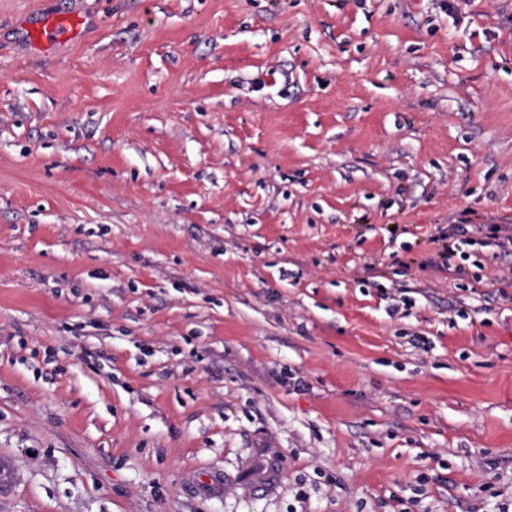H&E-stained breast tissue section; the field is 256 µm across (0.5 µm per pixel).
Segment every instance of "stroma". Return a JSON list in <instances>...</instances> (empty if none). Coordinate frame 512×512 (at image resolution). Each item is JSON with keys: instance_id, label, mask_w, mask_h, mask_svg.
I'll use <instances>...</instances> for the list:
<instances>
[{"instance_id": "35a3bbf8", "label": "stroma", "mask_w": 512, "mask_h": 512, "mask_svg": "<svg viewBox=\"0 0 512 512\" xmlns=\"http://www.w3.org/2000/svg\"><path fill=\"white\" fill-rule=\"evenodd\" d=\"M459 10L0 0V512H512V0ZM81 25V20L67 13L42 15L27 28L28 38L40 48H51L70 39Z\"/></svg>"}]
</instances>
